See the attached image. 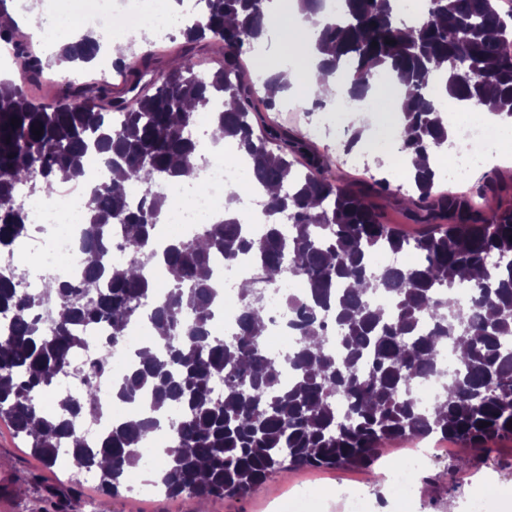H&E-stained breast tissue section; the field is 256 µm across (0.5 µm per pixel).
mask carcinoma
<instances>
[{
	"mask_svg": "<svg viewBox=\"0 0 512 512\" xmlns=\"http://www.w3.org/2000/svg\"><path fill=\"white\" fill-rule=\"evenodd\" d=\"M270 2L206 0L201 19L183 30L178 66L157 65L152 52L140 58L154 76L150 94L130 98L134 87L114 91L103 76L94 87L67 84L47 106L26 91L47 63L29 53L0 0V44H14L19 62V77L0 79V252L34 233L17 203L18 185L49 197L56 173L81 177L91 153L112 174L90 196L79 278L50 280L37 299L0 279V312L13 314L0 327V418L48 464L67 451L98 475L107 495L120 493L140 466V445L174 406L181 415L168 421L172 448L160 486L169 497L201 502L243 496L285 468L367 467L388 442L434 436L473 448L512 436V209L488 216L470 198L437 190L435 165L426 163L399 199L422 227L407 236L368 203L391 194L386 179H329L326 160L307 141L260 119L255 100L271 111L277 99L259 96L245 80L241 55L270 26ZM340 13L317 39V50L331 55L326 75L348 83L354 101L382 71L405 85L403 152L437 160L453 135L441 111L447 98L512 121V8L502 9L500 0H427L417 26L400 21L392 0H342ZM217 45L224 65L191 74L189 63ZM100 50L99 39L84 35L63 47L58 62L89 64ZM226 96L233 109L213 107ZM198 106L245 152L257 186L276 192L262 197L261 237L241 222L231 193L224 220L192 238L171 237L160 252L155 238L167 200L156 188L196 174L189 132ZM133 185L142 190L136 204ZM511 190L512 176L499 168L477 187L482 196ZM114 226L133 259L109 258ZM404 250L416 263L373 265L377 251ZM244 256L257 278L240 289L239 331L222 340L212 332L219 295L212 267ZM115 264L122 270L107 274ZM158 268L167 280L161 293ZM289 274L301 279L303 295L288 298L295 341L284 385L257 322L268 315L260 284ZM377 293L390 303L377 305ZM138 317L152 325L153 342L136 352L118 396L146 402V411L112 423L91 444L85 428L99 417L93 389L57 396L54 414L41 410L39 395L88 347L77 327L104 322L116 346ZM446 345H464L466 353L456 358L432 416L417 407L412 388ZM218 378L220 398L212 390Z\"/></svg>",
	"mask_w": 512,
	"mask_h": 512,
	"instance_id": "carcinoma-1",
	"label": "carcinoma"
}]
</instances>
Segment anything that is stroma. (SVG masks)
I'll return each instance as SVG.
<instances>
[{
    "label": "stroma",
    "mask_w": 512,
    "mask_h": 512,
    "mask_svg": "<svg viewBox=\"0 0 512 512\" xmlns=\"http://www.w3.org/2000/svg\"><path fill=\"white\" fill-rule=\"evenodd\" d=\"M313 144L328 163V176L337 181L362 180L366 175L389 177L399 185L400 175H385L378 165L369 172L344 164L336 151V143L320 137ZM437 457L429 462L418 478L416 498L390 501V512H444L447 500L464 503L471 484L489 480L503 492L491 500L489 512H512V438L498 442L491 453L471 457L468 466L449 474L448 468L461 453L457 443L436 441ZM407 441L386 445L383 457L370 468H296L272 475L243 499L216 498L198 503L191 498L138 496L132 493L108 496L97 484L82 481L77 467L47 466L17 437L8 422L0 420V479L13 484L15 495L0 497V512H290L285 500L297 489H309L315 512H340L337 488L344 485L365 487L373 501L384 498L383 474L387 462L407 456Z\"/></svg>",
    "instance_id": "1"
}]
</instances>
